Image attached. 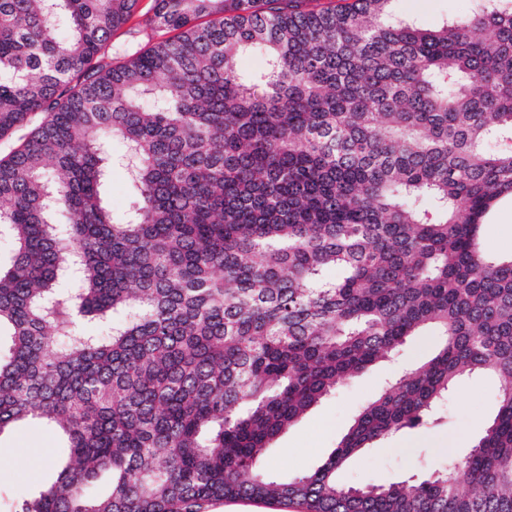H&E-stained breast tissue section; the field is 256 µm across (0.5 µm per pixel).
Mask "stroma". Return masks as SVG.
Segmentation results:
<instances>
[{
  "mask_svg": "<svg viewBox=\"0 0 512 512\" xmlns=\"http://www.w3.org/2000/svg\"><path fill=\"white\" fill-rule=\"evenodd\" d=\"M154 0H139L128 22L112 35L113 52L144 49L161 34L150 23ZM400 13L423 29L440 27L447 19L471 13L473 0H398ZM487 253L512 252V200L502 199L482 229ZM433 337L407 343L393 361L374 365L342 384L335 395L313 407L277 441L267 457L269 470L293 476L315 469L336 448L359 410L377 395L385 382L403 367L429 353ZM499 385L494 378L463 381L439 408L440 423L405 430L351 459L340 479L349 485L384 484L445 467L464 455L497 412ZM63 454L60 439L42 424L31 421L0 434V512H13L24 498L51 479L52 462Z\"/></svg>",
  "mask_w": 512,
  "mask_h": 512,
  "instance_id": "stroma-1",
  "label": "stroma"
}]
</instances>
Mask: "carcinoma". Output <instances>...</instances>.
Here are the masks:
<instances>
[{
    "mask_svg": "<svg viewBox=\"0 0 512 512\" xmlns=\"http://www.w3.org/2000/svg\"><path fill=\"white\" fill-rule=\"evenodd\" d=\"M137 2L0 0V139L29 127L0 156V434L36 420L66 448L15 512H512V255L481 242L512 198V144L491 147L512 140V0L435 30L397 0H155L177 36L114 61ZM427 332L316 469L263 465ZM486 375L497 414L451 469L339 481ZM108 198L116 215L122 214L130 202V183L126 167L114 161L109 169Z\"/></svg>",
    "mask_w": 512,
    "mask_h": 512,
    "instance_id": "carcinoma-1",
    "label": "carcinoma"
}]
</instances>
